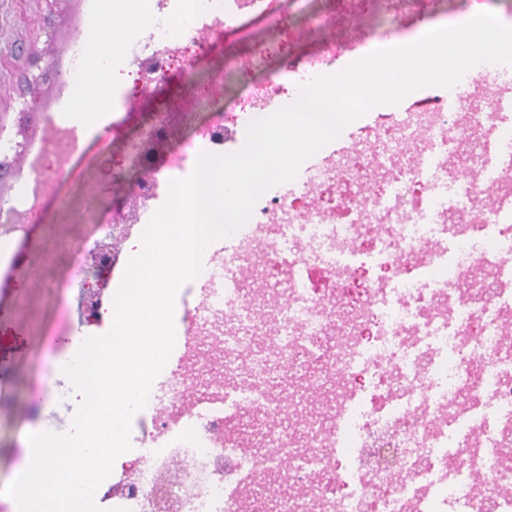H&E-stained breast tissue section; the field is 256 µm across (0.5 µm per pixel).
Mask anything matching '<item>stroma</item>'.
<instances>
[{"instance_id":"1","label":"stroma","mask_w":512,"mask_h":512,"mask_svg":"<svg viewBox=\"0 0 512 512\" xmlns=\"http://www.w3.org/2000/svg\"><path fill=\"white\" fill-rule=\"evenodd\" d=\"M76 7L77 0H0V142L14 144L19 140L18 128L37 133L49 119L57 118V110L49 104L50 89L31 85L38 73L31 56L39 54L42 64L59 66L68 50ZM290 12L299 20L298 31L286 35L276 28L271 30L270 38H288L295 53L317 49L330 29L336 40L349 36L343 24H329L327 0H297ZM264 24V19L258 18L243 29L224 33L195 67L189 82L177 79L152 97L132 98L114 115L112 124L77 143L67 173H58L49 162L30 171V178L49 179L51 187L24 243L29 275H36L37 283H30L28 275L0 284V348L14 360L13 380L6 395L25 397L48 363L47 342L56 331L58 296L67 300L70 322L79 320L77 290L62 293L58 287L66 277L77 243L95 225L109 222L113 199L125 192L134 176L129 169L124 179H114L113 159L125 156L129 142L152 123L154 115L165 114L182 85L202 90L224 107H231L246 78L225 75L224 55L232 52L247 57L253 46L252 33ZM29 101L36 107L23 126L19 113ZM116 125L122 127V136L113 134Z\"/></svg>"}]
</instances>
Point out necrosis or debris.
Instances as JSON below:
<instances>
[{
	"label": "necrosis or debris",
	"mask_w": 512,
	"mask_h": 512,
	"mask_svg": "<svg viewBox=\"0 0 512 512\" xmlns=\"http://www.w3.org/2000/svg\"><path fill=\"white\" fill-rule=\"evenodd\" d=\"M136 6L141 22L123 26L112 51V107L154 93L185 75L210 38L251 17L287 25L280 0H112L116 16ZM278 72L249 82L231 108L210 103L207 119L166 158L147 143L168 140L156 120L123 165L137 178L72 253L66 287L87 290L96 268L114 273L165 203L172 180L192 169L198 150L222 154L251 121L295 100L300 87L331 76L339 53L329 41L293 55L259 45ZM468 149L469 171L451 163ZM123 165L113 166L121 173ZM498 188L480 207L484 182ZM231 253H212L202 279L223 280L200 300L199 329L221 344L226 374L201 394L206 410L177 408L196 372L162 371L134 414V450L122 454L94 499L106 512H512V114L502 95L484 96L474 77L439 89L416 111L382 114L344 152L324 156L295 192L273 187L234 235ZM328 285L316 287L311 274ZM287 277L284 300L259 312L244 281ZM270 347L259 351L255 339ZM318 364L310 388L331 387L334 402L306 436L264 430L262 447L230 424L251 414L280 416L300 397L273 396L275 370L297 358ZM45 367L17 407L28 433L47 431L49 413L79 397ZM305 484L277 510L239 486L245 477Z\"/></svg>",
	"instance_id": "4bbe7bcc"
}]
</instances>
